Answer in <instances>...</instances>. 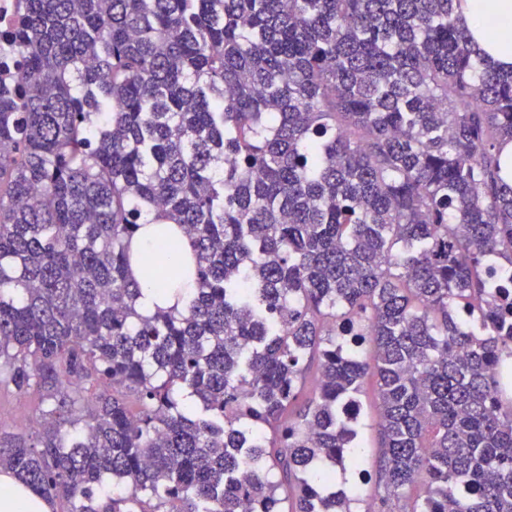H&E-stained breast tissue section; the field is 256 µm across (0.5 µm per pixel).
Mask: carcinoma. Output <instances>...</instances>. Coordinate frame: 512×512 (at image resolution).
Returning <instances> with one entry per match:
<instances>
[{
  "label": "carcinoma",
  "mask_w": 512,
  "mask_h": 512,
  "mask_svg": "<svg viewBox=\"0 0 512 512\" xmlns=\"http://www.w3.org/2000/svg\"><path fill=\"white\" fill-rule=\"evenodd\" d=\"M17 2L0 390L42 421L0 470L66 512H354L370 377L364 512H512V68L459 0ZM143 224L184 230L141 267L180 310L140 312ZM363 446L365 449L364 467L372 473L375 471V460L377 459L381 448L379 447V428H378V408L374 398L371 395L363 398Z\"/></svg>",
  "instance_id": "obj_1"
}]
</instances>
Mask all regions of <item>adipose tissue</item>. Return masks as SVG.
I'll use <instances>...</instances> for the list:
<instances>
[{
	"mask_svg": "<svg viewBox=\"0 0 512 512\" xmlns=\"http://www.w3.org/2000/svg\"><path fill=\"white\" fill-rule=\"evenodd\" d=\"M459 10L481 56L512 66V0H460ZM0 512H50V507L14 475L1 472Z\"/></svg>",
	"mask_w": 512,
	"mask_h": 512,
	"instance_id": "ef3b65f1",
	"label": "adipose tissue"
}]
</instances>
